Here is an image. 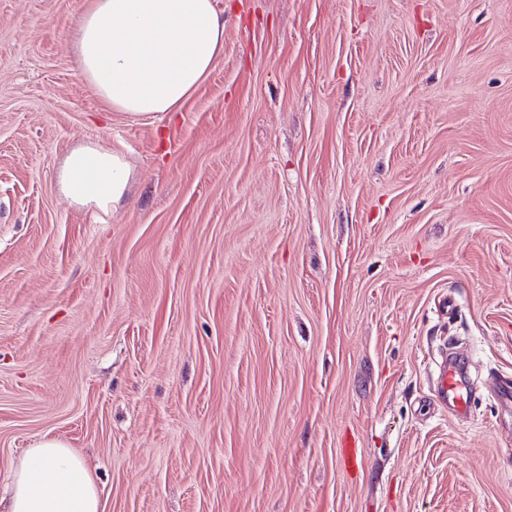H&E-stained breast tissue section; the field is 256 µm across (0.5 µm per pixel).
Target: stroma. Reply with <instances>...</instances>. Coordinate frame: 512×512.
<instances>
[{
    "mask_svg": "<svg viewBox=\"0 0 512 512\" xmlns=\"http://www.w3.org/2000/svg\"><path fill=\"white\" fill-rule=\"evenodd\" d=\"M85 2L0 0V486L48 437L104 512H512V0H217L137 120ZM89 142L135 173L107 214L56 188ZM465 385L452 364L445 366L440 373V381L434 387L435 398L444 404L452 403L460 412H465L468 404L464 397Z\"/></svg>",
    "mask_w": 512,
    "mask_h": 512,
    "instance_id": "35a3bbf8",
    "label": "stroma"
}]
</instances>
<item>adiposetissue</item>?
Wrapping results in <instances>:
<instances>
[{
  "mask_svg": "<svg viewBox=\"0 0 512 512\" xmlns=\"http://www.w3.org/2000/svg\"><path fill=\"white\" fill-rule=\"evenodd\" d=\"M81 73L110 109L131 119L177 111L224 50L215 0H88L73 35ZM124 155L99 144L73 149L58 172L76 206L118 208L131 188ZM0 512H103L83 459L56 439L30 448L0 491Z\"/></svg>",
  "mask_w": 512,
  "mask_h": 512,
  "instance_id": "obj_1",
  "label": "adipose tissue"
}]
</instances>
